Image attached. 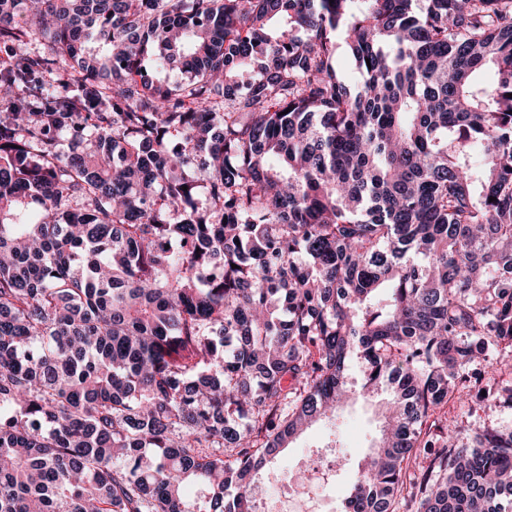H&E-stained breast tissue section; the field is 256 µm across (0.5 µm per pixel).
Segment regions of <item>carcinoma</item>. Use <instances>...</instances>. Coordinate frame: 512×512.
I'll return each mask as SVG.
<instances>
[{
    "label": "carcinoma",
    "instance_id": "cac0c4a2",
    "mask_svg": "<svg viewBox=\"0 0 512 512\" xmlns=\"http://www.w3.org/2000/svg\"><path fill=\"white\" fill-rule=\"evenodd\" d=\"M32 41L0 67V512H257L354 356L383 422L347 512H512V429H422L512 407L477 369L512 357V0H0ZM448 426V420H454L457 425L468 431L470 435L480 432L484 427H500L512 429V408L506 405L500 407L476 405L465 394L448 403V406L438 409L430 418Z\"/></svg>",
    "mask_w": 512,
    "mask_h": 512
}]
</instances>
